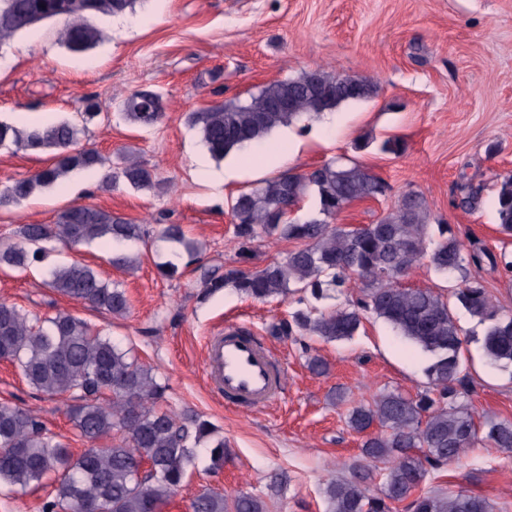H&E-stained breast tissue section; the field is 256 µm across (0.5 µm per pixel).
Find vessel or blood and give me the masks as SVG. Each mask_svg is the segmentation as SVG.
Wrapping results in <instances>:
<instances>
[{
  "label": "vessel or blood",
  "mask_w": 512,
  "mask_h": 512,
  "mask_svg": "<svg viewBox=\"0 0 512 512\" xmlns=\"http://www.w3.org/2000/svg\"><path fill=\"white\" fill-rule=\"evenodd\" d=\"M206 349L208 383L227 404L258 409L281 394L284 383L276 360L252 331L229 328L210 337Z\"/></svg>",
  "instance_id": "vessel-or-blood-1"
}]
</instances>
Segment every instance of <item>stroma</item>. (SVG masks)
<instances>
[{
    "label": "stroma",
    "instance_id": "obj_1",
    "mask_svg": "<svg viewBox=\"0 0 512 512\" xmlns=\"http://www.w3.org/2000/svg\"><path fill=\"white\" fill-rule=\"evenodd\" d=\"M93 24L100 40L80 54L65 47L60 20L0 45V122L19 129L60 120L81 124L80 146L112 161L133 154L153 169L156 184L109 186L104 168L95 167L92 185L36 188L21 203L0 206V244L16 242L21 225L55 223L61 211L83 204L142 226L145 241L125 248L138 264L114 267L112 246L103 239L73 249L53 242L36 266L0 270V302L40 318L65 311L85 320L153 370L165 388L161 407L195 411L218 430L229 449L223 468L211 470L207 448H197L184 485L159 512H191L193 498L206 489L229 498L268 496L270 478L280 472L289 482L281 495L268 497V512H326L324 483L346 475L361 457L362 438L345 422L348 409L383 391H426L430 354L371 314L349 340L273 338L267 329L287 316L293 298L261 302L231 287L210 295L203 272L235 259L230 200L278 175L280 169L265 165L278 154L288 155L284 168L296 172L341 157L389 184L385 197L353 202L337 223H373L415 190L427 202L430 223L451 225L467 248L512 260V242L496 224L498 186L512 174V0H138L133 11ZM317 67L374 78L379 92L295 121L214 161L218 170L237 164L240 175L220 193L203 185L193 164L202 139L188 114ZM142 90L164 96L163 117L149 129L118 113L122 99ZM90 94L101 114L85 123L81 100ZM394 137L403 141V152H381V143ZM48 159L45 152L0 146V188L31 176ZM470 178L483 190L475 207L465 209L457 185ZM169 224L181 225L200 246L198 258L175 279L157 268L173 254L172 243L160 237ZM74 261L120 284L130 301L126 316L50 288L52 270ZM455 317L465 338L466 403L477 416L512 421V370L486 357L483 325L461 308ZM229 324L252 329L282 365L286 387L273 404L237 408L209 387L206 342ZM314 355L327 363L325 374L309 370ZM339 391L340 401L334 398ZM0 403L29 410L72 454L87 448L67 414L71 398L47 397L6 360H0ZM424 487L465 490L486 497L494 512H512V455L477 443L431 472ZM53 497L49 479L1 486L0 512H47Z\"/></svg>",
    "mask_w": 512,
    "mask_h": 512
}]
</instances>
